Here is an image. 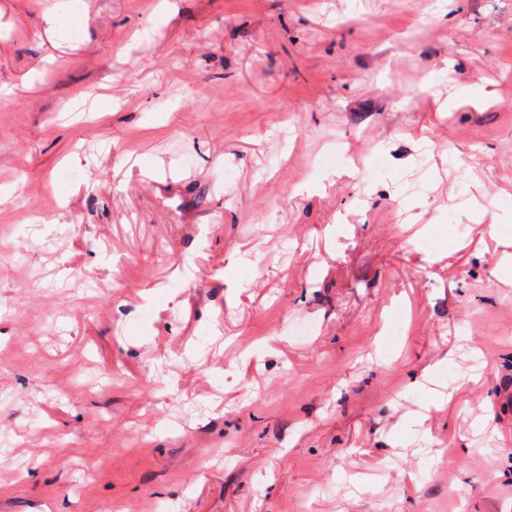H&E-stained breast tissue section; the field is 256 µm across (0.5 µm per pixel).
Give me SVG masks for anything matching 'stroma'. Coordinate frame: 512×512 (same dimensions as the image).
Listing matches in <instances>:
<instances>
[{
    "label": "stroma",
    "mask_w": 512,
    "mask_h": 512,
    "mask_svg": "<svg viewBox=\"0 0 512 512\" xmlns=\"http://www.w3.org/2000/svg\"><path fill=\"white\" fill-rule=\"evenodd\" d=\"M1 432L0 512H512V0H0Z\"/></svg>",
    "instance_id": "obj_1"
}]
</instances>
